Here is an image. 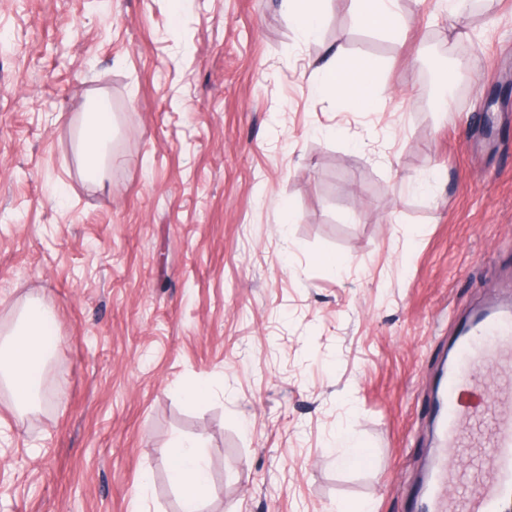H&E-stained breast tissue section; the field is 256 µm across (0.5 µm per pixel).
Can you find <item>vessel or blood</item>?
Instances as JSON below:
<instances>
[{"instance_id":"1","label":"vessel or blood","mask_w":512,"mask_h":512,"mask_svg":"<svg viewBox=\"0 0 512 512\" xmlns=\"http://www.w3.org/2000/svg\"><path fill=\"white\" fill-rule=\"evenodd\" d=\"M483 366L512 368V307L480 312L458 327L454 360L434 406L441 453L416 512H512V386L471 402ZM464 454L471 458L469 469H451L450 461ZM447 483L456 486L455 498L443 496Z\"/></svg>"}]
</instances>
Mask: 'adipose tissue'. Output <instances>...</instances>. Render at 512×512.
<instances>
[{
	"label": "adipose tissue",
	"mask_w": 512,
	"mask_h": 512,
	"mask_svg": "<svg viewBox=\"0 0 512 512\" xmlns=\"http://www.w3.org/2000/svg\"><path fill=\"white\" fill-rule=\"evenodd\" d=\"M282 7L304 40L315 39L323 22L321 0H282ZM322 78L312 92L318 97H333L366 105L383 93L374 67L368 63L349 64L343 50L326 51L320 66ZM114 126L106 103H97L87 113L82 136L83 171L88 180L103 177L107 169L106 150L112 142ZM51 313L39 302H31L20 314L5 355L0 356V381L7 383L20 404L33 402L48 356L44 341ZM171 478L182 492L181 512H199L200 501L209 494L207 466L199 442L174 440L169 451Z\"/></svg>",
	"instance_id": "obj_1"
}]
</instances>
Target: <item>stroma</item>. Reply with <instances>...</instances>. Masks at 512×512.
Masks as SVG:
<instances>
[{"label":"stroma","mask_w":512,"mask_h":512,"mask_svg":"<svg viewBox=\"0 0 512 512\" xmlns=\"http://www.w3.org/2000/svg\"><path fill=\"white\" fill-rule=\"evenodd\" d=\"M463 6L306 41L281 0H0V341L33 299L55 338L35 410L0 385V512H179L176 436L202 512H412L456 327L512 303V0ZM331 46L385 95L313 97ZM113 134L112 112L105 102H98L94 112L86 114L83 128V171L88 180L101 179L107 164L112 166V155L107 160L106 150L112 143ZM200 443L175 439L169 451L171 478L182 492L181 512H199L200 501L210 493L207 466Z\"/></svg>","instance_id":"obj_1"}]
</instances>
